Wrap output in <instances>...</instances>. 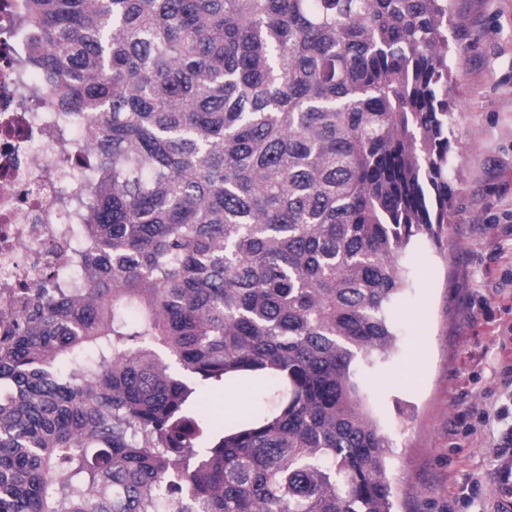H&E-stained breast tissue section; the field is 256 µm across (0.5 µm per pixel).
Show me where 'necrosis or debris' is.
<instances>
[{
  "label": "necrosis or debris",
  "instance_id": "necrosis-or-debris-1",
  "mask_svg": "<svg viewBox=\"0 0 512 512\" xmlns=\"http://www.w3.org/2000/svg\"><path fill=\"white\" fill-rule=\"evenodd\" d=\"M20 2L0 0V315L17 288L65 261V229L90 209L68 164L84 146L60 116L63 93L33 79Z\"/></svg>",
  "mask_w": 512,
  "mask_h": 512
}]
</instances>
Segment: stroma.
<instances>
[{
    "mask_svg": "<svg viewBox=\"0 0 512 512\" xmlns=\"http://www.w3.org/2000/svg\"><path fill=\"white\" fill-rule=\"evenodd\" d=\"M451 5L453 218L404 255L396 348L361 379L396 512H490L512 440V0Z\"/></svg>",
    "mask_w": 512,
    "mask_h": 512,
    "instance_id": "stroma-1",
    "label": "stroma"
}]
</instances>
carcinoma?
Here are the masks:
<instances>
[{"label": "carcinoma", "instance_id": "1", "mask_svg": "<svg viewBox=\"0 0 512 512\" xmlns=\"http://www.w3.org/2000/svg\"><path fill=\"white\" fill-rule=\"evenodd\" d=\"M449 0H25L93 204L0 335V512H393L358 376L451 223ZM261 379L216 434L195 398Z\"/></svg>", "mask_w": 512, "mask_h": 512}]
</instances>
